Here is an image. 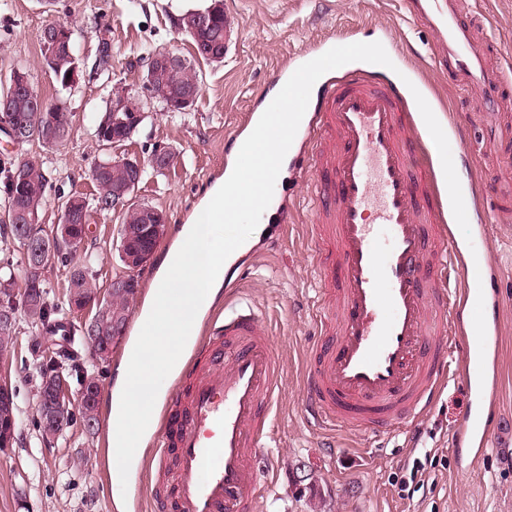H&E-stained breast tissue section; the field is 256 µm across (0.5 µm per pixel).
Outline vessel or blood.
<instances>
[{
	"mask_svg": "<svg viewBox=\"0 0 512 512\" xmlns=\"http://www.w3.org/2000/svg\"><path fill=\"white\" fill-rule=\"evenodd\" d=\"M434 34L440 61L480 107L496 115L487 171L512 148L506 80L480 45L467 0H408ZM413 106L402 79L346 70L330 77L305 129L308 163L323 184L318 221L338 279L323 291L319 326L334 337L305 371L303 408L322 424L396 431L428 411L449 379L461 378L475 403L456 435L458 452L479 456L498 411L484 390L488 339L468 338L465 319L498 323L489 306L495 259L465 262L445 223L430 166H413ZM191 356L187 382L163 410L152 463L175 457L174 512H254L259 473L281 364L251 305L236 302L222 326Z\"/></svg>",
	"mask_w": 512,
	"mask_h": 512,
	"instance_id": "1",
	"label": "vessel or blood"
}]
</instances>
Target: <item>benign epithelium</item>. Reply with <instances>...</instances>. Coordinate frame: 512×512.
<instances>
[{"label":"benign epithelium","instance_id":"benign-epithelium-1","mask_svg":"<svg viewBox=\"0 0 512 512\" xmlns=\"http://www.w3.org/2000/svg\"><path fill=\"white\" fill-rule=\"evenodd\" d=\"M215 14H200L187 19L177 18L179 29H188L192 32L204 30L211 26ZM43 48L45 53V65L53 66L56 54L64 49L74 63L68 71V77L64 78L63 87L69 89L79 81V65L76 63L75 44L73 41V30L59 22L52 23L46 27L43 33ZM143 65L149 72V77L144 80L145 88L149 97L164 101L169 107L178 106L189 108L194 101V95L186 94L174 96L169 93L168 88L157 86L152 83V74L160 71H168L178 76L190 71L188 63L180 55L169 50H157L153 52ZM12 88L26 94L31 100V111L37 113L61 112L63 105L57 104L53 107L48 105L44 98L35 90L30 74L18 66L14 68ZM145 118V112L141 109L140 102L124 88L114 89L108 98V107L97 134L103 135L111 124H120L127 130L134 132ZM0 132L6 134L12 145H17L26 137L36 138L37 134L24 121L12 115L8 100L0 99ZM112 166L123 170L126 176V185L123 190L115 193L113 204L117 208L128 206L129 195L134 193L137 187L138 175L142 164L137 160L128 158L117 159ZM79 202L71 197L61 200L58 204V219L52 225L48 235L35 236L30 232L29 227L18 225V237L24 243L26 257L30 260L32 267L41 269L48 267L56 261V247L59 245L80 246L84 243L89 228L86 224L78 223ZM138 223L125 225L124 248L122 260L129 273L112 280L111 288L103 294L93 288L85 297H74L70 300L72 311L79 313L89 309H96V314L89 322L82 323L85 331L92 334L93 342L105 348V353H112V345L116 337L100 336L98 331L107 325V319H112V331L117 332L123 327V320L114 315L113 302L122 296L128 300L138 293V281L134 271L146 264L152 257L153 243L159 239L163 232L161 213L148 205L136 206ZM29 292L27 288H10L7 295L0 298V326H7L15 319L19 298ZM52 353H43L42 383L37 389L36 412L49 437H54L72 425V414L79 408H84L86 418L84 427L92 430L97 424V413L95 405L101 396V383L98 381L79 380L76 396V403H71L68 396V380L64 375L66 367L50 360ZM15 392L12 388L0 383V450L13 446L16 440L17 418L14 414Z\"/></svg>","mask_w":512,"mask_h":512}]
</instances>
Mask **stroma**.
<instances>
[{
	"mask_svg": "<svg viewBox=\"0 0 512 512\" xmlns=\"http://www.w3.org/2000/svg\"><path fill=\"white\" fill-rule=\"evenodd\" d=\"M475 16L486 17L483 44L506 80L512 81V0H471ZM239 23L238 38L222 63L199 58L175 18L200 0H0V79L26 65L41 96L61 102L71 114L72 132L64 143L37 141L17 148L0 135V160L35 156L51 173L44 207L46 224L57 219L59 201L78 194L93 199V163L130 158L148 163L156 149L172 152L162 172H148L132 201L155 207L167 223L150 261L135 275L139 291L129 305L126 329L107 363L81 358L102 384L99 425L94 434L73 425L51 442L36 428L38 380L31 354L35 331L18 315L16 341L0 362V378L11 383L17 405L16 441L0 451V512H151L154 502L173 495L166 475H153L152 490L139 500L123 497L107 475L109 399L116 370L136 336L152 281L162 258L188 223L206 190L231 161L224 141L245 131V116L261 109L276 89L278 66L313 44L350 36L360 42L386 38L388 55L410 81L432 88L457 127L451 147L467 143L475 156L487 144L484 126L470 124V107L434 56V37L408 12L406 0H223ZM52 20L74 30L81 70L75 88L62 89L45 66L39 33ZM109 43V74H96L101 43ZM171 50L197 72L202 91L193 109L179 114L146 99V118L129 140L108 147L96 136L97 119L113 85L144 96L147 51ZM272 211L261 218L265 232L226 274L238 283L245 302L263 318L283 368L279 401L271 414L269 450L257 462L261 485L255 512H512V216L486 225L472 236L475 249L496 251L501 261L496 293L501 306L499 378L489 395L501 407L485 453L457 456L456 430L472 404L468 387L449 381L436 405L417 418L411 431L361 434L337 430L329 442L307 418L300 383L305 357L324 342L313 318L321 290L335 270L314 255L309 238L316 232L318 192L311 172L286 163L275 185ZM122 212L91 211L86 248L97 256L95 284L107 291L125 273L120 259ZM426 466L427 482L416 489L410 479L414 461Z\"/></svg>",
	"mask_w": 512,
	"mask_h": 512,
	"instance_id": "stroma-1",
	"label": "stroma"
}]
</instances>
